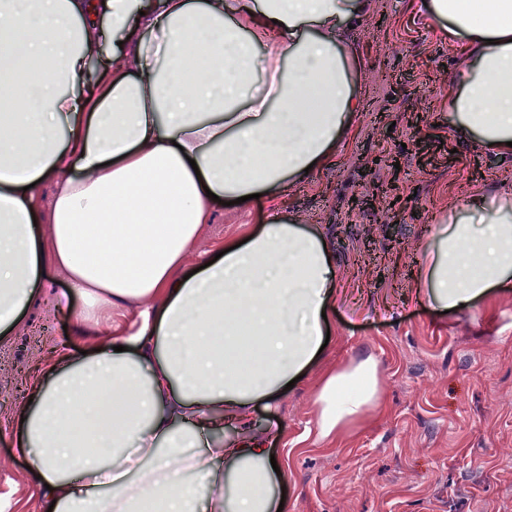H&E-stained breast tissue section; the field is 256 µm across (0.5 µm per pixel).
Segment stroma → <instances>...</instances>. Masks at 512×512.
<instances>
[{"mask_svg":"<svg viewBox=\"0 0 512 512\" xmlns=\"http://www.w3.org/2000/svg\"><path fill=\"white\" fill-rule=\"evenodd\" d=\"M420 0H373L350 38L361 54L354 78L364 98L331 165L290 185L286 210L321 231L338 270L330 339L292 389L257 405L256 426L287 475L288 512H512V283L460 312L431 308L414 274L448 216L466 199L512 187V157L463 138L445 100L462 59L418 15ZM381 187L364 208L355 197ZM266 197L247 208L216 205L185 270L229 240L260 231ZM63 272L46 268L43 294L0 337V495L9 512H40V494L13 428L26 404L23 376L49 349L85 351L74 315L59 302ZM374 355L383 406L361 428L318 440L322 373Z\"/></svg>","mask_w":512,"mask_h":512,"instance_id":"1","label":"stroma"}]
</instances>
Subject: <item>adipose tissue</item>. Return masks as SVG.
Masks as SVG:
<instances>
[{
    "label": "adipose tissue",
    "instance_id": "1",
    "mask_svg": "<svg viewBox=\"0 0 512 512\" xmlns=\"http://www.w3.org/2000/svg\"><path fill=\"white\" fill-rule=\"evenodd\" d=\"M465 55L448 94L457 131L512 156V0H426ZM371 0H0V333L60 267L97 342L59 351L16 426L52 512H277L283 477L252 411L324 343L337 269L288 219L287 184L323 166L361 109L348 38ZM125 50L99 62L102 30ZM31 70L26 94L13 76ZM264 83H257V73ZM58 177L52 233L39 187ZM261 194L270 216L183 272L214 199ZM439 226L417 292L473 307L512 280V190ZM139 304L131 335L101 336ZM374 356L325 372L320 438L379 403ZM207 487L197 495L187 484Z\"/></svg>",
    "mask_w": 512,
    "mask_h": 512
}]
</instances>
